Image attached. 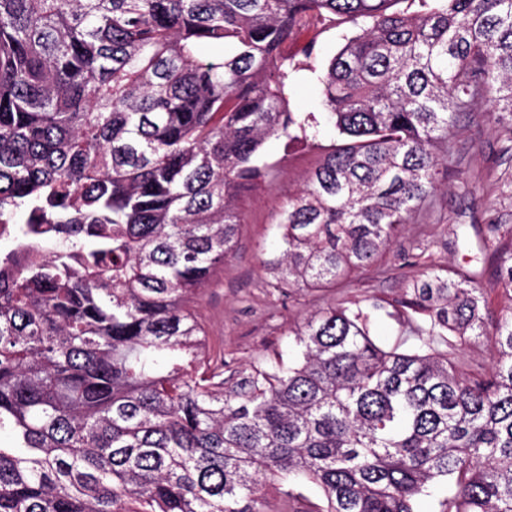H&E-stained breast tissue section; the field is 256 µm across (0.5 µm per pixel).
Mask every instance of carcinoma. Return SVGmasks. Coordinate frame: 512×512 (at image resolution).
Instances as JSON below:
<instances>
[{
  "instance_id": "obj_1",
  "label": "carcinoma",
  "mask_w": 512,
  "mask_h": 512,
  "mask_svg": "<svg viewBox=\"0 0 512 512\" xmlns=\"http://www.w3.org/2000/svg\"><path fill=\"white\" fill-rule=\"evenodd\" d=\"M0 0V512H512V226L475 227L508 305L439 269L289 330V362L213 358L192 303L273 136L333 144L279 213L277 288L372 265L437 190L479 101L512 143V0ZM348 23L319 78L296 28ZM204 46L222 51L206 59ZM398 325L385 349L375 312ZM477 345L490 369L464 371ZM289 101L292 112H322L316 77L295 79L289 90Z\"/></svg>"
}]
</instances>
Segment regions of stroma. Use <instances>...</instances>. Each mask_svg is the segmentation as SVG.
I'll return each instance as SVG.
<instances>
[{
    "label": "stroma",
    "mask_w": 512,
    "mask_h": 512,
    "mask_svg": "<svg viewBox=\"0 0 512 512\" xmlns=\"http://www.w3.org/2000/svg\"><path fill=\"white\" fill-rule=\"evenodd\" d=\"M348 30L345 24L333 29L300 27L289 40L288 51L299 59L306 47H314L318 64H326ZM493 122L483 104L461 117L453 155L430 206L413 216L397 244L375 266L336 287L296 289L288 296L273 288L262 261L279 246V211L302 187L321 153L282 138L268 139L263 151L274 178L237 195L241 225L234 249L194 303L212 353L223 354L233 367L291 359L295 349L288 325L311 311L330 304L388 301L400 294L406 281L421 278L430 269L469 266L477 253L474 227L484 223L489 205H496L503 223L512 225V200L497 198L493 187L501 172L512 169V156L502 154Z\"/></svg>",
    "instance_id": "35a3bbf8"
}]
</instances>
